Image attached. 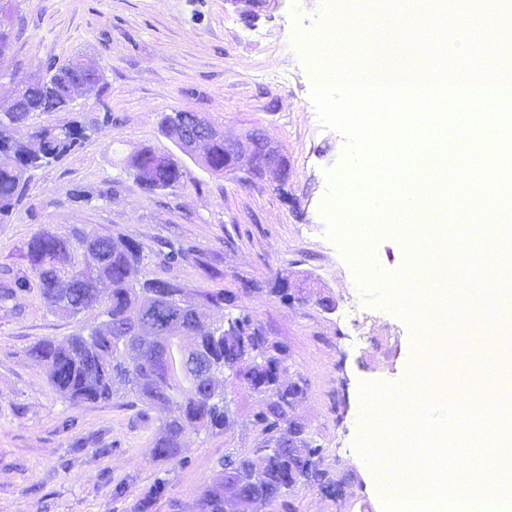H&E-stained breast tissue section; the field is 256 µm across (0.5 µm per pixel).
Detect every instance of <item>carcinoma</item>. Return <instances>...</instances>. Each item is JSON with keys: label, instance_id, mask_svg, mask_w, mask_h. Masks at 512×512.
<instances>
[{"label": "carcinoma", "instance_id": "1", "mask_svg": "<svg viewBox=\"0 0 512 512\" xmlns=\"http://www.w3.org/2000/svg\"><path fill=\"white\" fill-rule=\"evenodd\" d=\"M102 80L103 75L84 70L71 60L49 70L43 82L27 84L12 108L0 112V223L25 196L30 180L26 173L60 161L89 138L88 127L75 119L54 134L50 127L34 124L33 117L66 109L72 89ZM205 165L224 169V143L211 146ZM126 166L134 182L144 178L153 191L184 177L177 160H157L149 147L131 155ZM27 258L29 274L0 270V304L35 286L53 313L76 317L98 305L104 316L100 325L85 327L64 343L39 342L30 355L48 365L50 385L70 401L106 403L122 394L132 395L146 406L170 408L171 415L155 444L160 458L178 460L188 431L224 426V372L243 378L260 394L274 392V398L264 401L255 414L268 434L264 444L254 450L261 459L260 469H252L251 456L244 454L222 462L221 478L202 495L201 512H263L264 506L298 485L322 490L331 487L320 462L303 460L297 449L288 446V438L304 427L290 417L293 404L283 400L288 392L280 384L283 349L269 341L249 315L235 316L226 326L195 318L194 298L187 290L164 280L134 278L145 259L144 248L122 237L79 228L61 235L43 227L29 239ZM164 258L170 264L201 261L194 246L173 242L167 244ZM95 279L108 285L107 297L93 287ZM163 297L169 300L172 328H182L195 337L196 346L213 366L212 376L192 375L182 365L180 335L168 337L163 346L140 337L138 320ZM123 336L131 337L138 347L139 358L129 372L120 362Z\"/></svg>", "mask_w": 512, "mask_h": 512}]
</instances>
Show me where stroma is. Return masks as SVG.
Returning <instances> with one entry per match:
<instances>
[{"label":"stroma","mask_w":512,"mask_h":512,"mask_svg":"<svg viewBox=\"0 0 512 512\" xmlns=\"http://www.w3.org/2000/svg\"><path fill=\"white\" fill-rule=\"evenodd\" d=\"M325 2L277 0L248 22L230 0H17L10 48L0 56L2 99L16 89L9 73L34 77L79 55L104 76L72 112L37 116L44 126L74 117L95 130L79 151L34 172L25 199L0 224V265L27 268L26 244L41 227L86 228L139 242L147 255L141 276L188 289L205 321L225 316L208 293L233 295L234 312L249 313L282 346V383L303 387L290 416L341 486L335 496L295 487L267 512H381L361 453L362 386L412 381L420 343L418 327L363 291L323 214L332 179L354 172L345 135L321 121L311 98L317 71L306 36ZM176 111L201 113L230 138L263 133L288 162L287 185L218 176L180 154L159 127L162 114ZM146 146L177 156L178 186L152 193L134 184L125 161ZM75 186L90 193L89 203L70 199ZM166 240L196 246L201 262L165 263ZM280 277L307 286L308 299L288 304L270 294L268 282ZM324 297L333 309L322 307ZM98 320L94 308L75 318L51 313L35 289L0 305V512H141L159 481L165 491L148 512H199L225 454L265 441L255 420L261 397L233 380L223 429L188 432L179 463L165 461L154 443L168 410L128 397L66 400L29 355L37 342L64 341ZM68 417L77 425L62 429Z\"/></svg>","instance_id":"35a3bbf8"}]
</instances>
